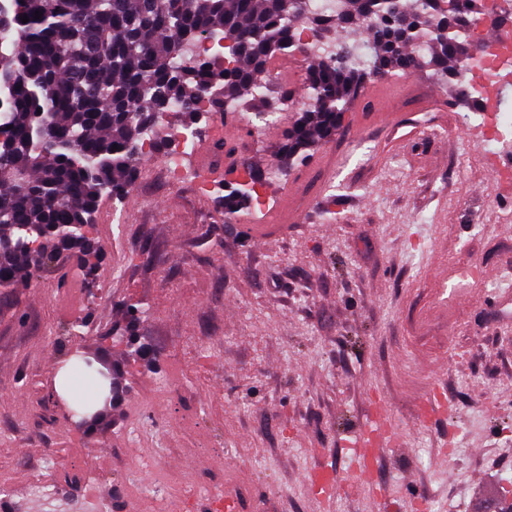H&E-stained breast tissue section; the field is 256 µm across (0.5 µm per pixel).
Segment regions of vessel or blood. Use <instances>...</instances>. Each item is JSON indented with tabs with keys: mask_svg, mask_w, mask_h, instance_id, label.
<instances>
[{
	"mask_svg": "<svg viewBox=\"0 0 512 512\" xmlns=\"http://www.w3.org/2000/svg\"><path fill=\"white\" fill-rule=\"evenodd\" d=\"M450 409V399L437 385L432 386L415 403L416 414L423 421L444 418ZM398 444L399 436L391 426L387 413L379 410L365 428L351 435L346 442L352 456L349 472L326 466L312 469L305 482L324 512H329L337 496L355 494L360 483L366 481L372 486L378 512H396L401 506L400 499L392 497L379 481L371 480L370 471L372 464Z\"/></svg>",
	"mask_w": 512,
	"mask_h": 512,
	"instance_id": "vessel-or-blood-1",
	"label": "vessel or blood"
}]
</instances>
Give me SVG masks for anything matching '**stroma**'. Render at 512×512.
<instances>
[{
    "mask_svg": "<svg viewBox=\"0 0 512 512\" xmlns=\"http://www.w3.org/2000/svg\"><path fill=\"white\" fill-rule=\"evenodd\" d=\"M457 110L425 72L367 81L335 141L286 165L234 224L218 184L230 168H267L289 110L260 129L201 121L180 184L163 179L165 153L141 161L128 199L98 201L94 282L65 255L0 291V487L25 504L52 454L44 485L71 500L92 485L112 512H146V490L162 487L204 512L190 469L224 468L232 452L248 462L245 512H320L304 474L348 469L346 435L383 407L405 433L374 468L392 493L421 492L431 512L512 500V304L489 303L512 281V178L493 172L512 166V138L488 153L481 116L459 126ZM245 224L268 230L257 239ZM132 300L150 365L123 340ZM78 318L123 387L91 436L54 397ZM438 378L455 414L416 424L412 402ZM173 388L195 427L166 403Z\"/></svg>",
    "mask_w": 512,
    "mask_h": 512,
    "instance_id": "obj_1",
    "label": "stroma"
}]
</instances>
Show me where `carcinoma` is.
Listing matches in <instances>:
<instances>
[{"instance_id":"1","label":"carcinoma","mask_w":512,"mask_h":512,"mask_svg":"<svg viewBox=\"0 0 512 512\" xmlns=\"http://www.w3.org/2000/svg\"><path fill=\"white\" fill-rule=\"evenodd\" d=\"M0 9V288H15L69 253L91 275L103 253L84 233L101 195L122 201L139 177L141 148L172 110L189 119L243 114L253 101L289 93L271 79L272 61L299 53L308 59L302 82L307 99L284 134L276 158L303 157L333 139L362 84L396 71L428 70L444 89L457 86L471 112L478 97L454 74L472 59L467 35L485 0H340L332 14L314 15L307 0H9ZM42 13L35 18V12ZM29 21L24 23L21 17ZM365 29L371 59L363 68L338 42L340 29ZM331 41L329 55H311L304 30ZM426 41L428 54L414 47ZM208 41L210 55L193 56ZM216 196L230 224L254 205L238 180ZM110 397L79 396L78 406L101 423Z\"/></svg>"}]
</instances>
